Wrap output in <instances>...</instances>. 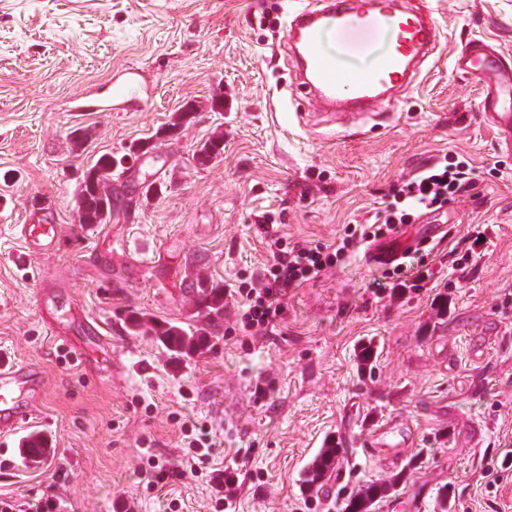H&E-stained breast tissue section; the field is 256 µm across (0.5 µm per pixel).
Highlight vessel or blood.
Here are the masks:
<instances>
[{"label":"vessel or blood","mask_w":512,"mask_h":512,"mask_svg":"<svg viewBox=\"0 0 512 512\" xmlns=\"http://www.w3.org/2000/svg\"><path fill=\"white\" fill-rule=\"evenodd\" d=\"M331 30L340 35L357 30L384 32L388 38L374 67L347 79L325 49V36ZM441 38L432 9L410 0H309L287 22L285 44L300 72L299 89L330 115L352 116V129L360 131L373 122L374 107L395 104L400 94L415 86ZM452 63L460 73L485 78L484 115L508 134L507 147L512 150V68L504 64L502 52L474 38L454 55ZM20 233L28 252L35 255L54 251L60 241L59 225L49 221L21 225ZM43 386L44 372L38 364H0V433L29 425ZM368 444L392 454L401 453L405 446L385 426L374 431Z\"/></svg>","instance_id":"obj_1"}]
</instances>
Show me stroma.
<instances>
[{
  "mask_svg": "<svg viewBox=\"0 0 512 512\" xmlns=\"http://www.w3.org/2000/svg\"><path fill=\"white\" fill-rule=\"evenodd\" d=\"M428 2L445 37L419 84L385 130L343 136L295 90L283 46L295 0H0V356L41 365L34 428L52 442L28 467L20 437L0 440V495L52 498L62 512H214L204 477L146 488L152 463L178 466L194 422L209 426L214 462L245 465L224 512H345L383 480L394 487L372 512H512V151L480 117L478 77L452 66L472 38L512 57V0ZM129 66L133 95L110 97ZM88 97L99 105L86 112ZM188 104L195 112L174 126ZM76 130L87 135L79 150ZM216 137L221 155L199 165ZM139 141L150 153L112 183L158 192L110 223H79L85 172ZM446 154L479 181L437 216L430 278L372 287L381 270L359 250L289 291L268 332L244 331L229 291L271 258L257 215L271 213L287 242H329ZM42 207L61 246L31 257L19 227ZM194 278L227 292L207 349L174 357L132 332L134 317L195 322L184 290ZM45 287L70 338L96 319L108 348L80 360L55 344ZM396 418L405 453L366 455L374 429ZM330 441L340 464L305 491Z\"/></svg>",
  "mask_w": 512,
  "mask_h": 512,
  "instance_id": "stroma-1",
  "label": "stroma"
}]
</instances>
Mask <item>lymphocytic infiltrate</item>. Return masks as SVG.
Masks as SVG:
<instances>
[{"label": "lymphocytic infiltrate", "mask_w": 512, "mask_h": 512, "mask_svg": "<svg viewBox=\"0 0 512 512\" xmlns=\"http://www.w3.org/2000/svg\"><path fill=\"white\" fill-rule=\"evenodd\" d=\"M476 184V175L467 162L439 160L402 180L392 201L376 211L371 221L345 225L336 241L328 244L286 245L274 231L271 214L263 213L259 224L268 235L273 260L258 274L254 286L240 293L248 305V327L259 331L272 327L284 310L289 290L341 265L350 249L394 234L398 225L412 223L418 211L440 213Z\"/></svg>", "instance_id": "f902f5d3"}]
</instances>
